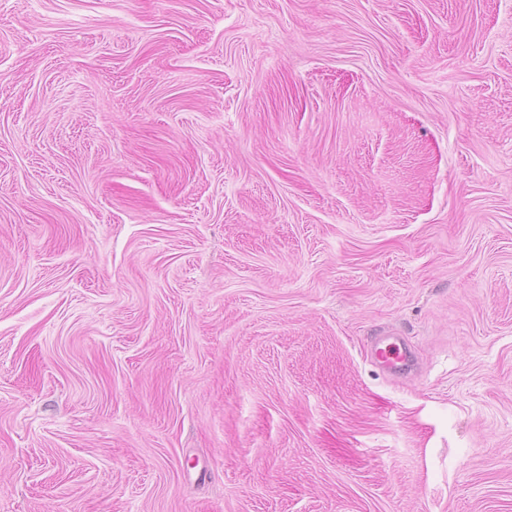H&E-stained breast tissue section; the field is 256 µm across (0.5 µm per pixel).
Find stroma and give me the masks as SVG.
Returning <instances> with one entry per match:
<instances>
[{
    "instance_id": "35a3bbf8",
    "label": "stroma",
    "mask_w": 512,
    "mask_h": 512,
    "mask_svg": "<svg viewBox=\"0 0 512 512\" xmlns=\"http://www.w3.org/2000/svg\"><path fill=\"white\" fill-rule=\"evenodd\" d=\"M0 512H512V0H0ZM389 339H393V341L381 344ZM373 346L375 358L386 368L400 372L409 367L410 350L398 336L376 338Z\"/></svg>"
}]
</instances>
